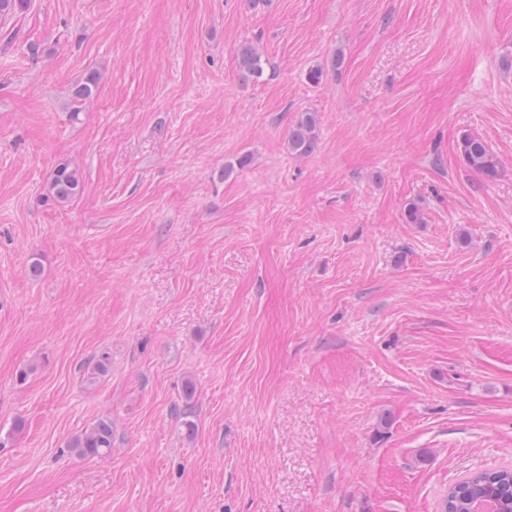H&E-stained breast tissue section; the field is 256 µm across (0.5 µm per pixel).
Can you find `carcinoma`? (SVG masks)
Returning a JSON list of instances; mask_svg holds the SVG:
<instances>
[{"label":"carcinoma","mask_w":512,"mask_h":512,"mask_svg":"<svg viewBox=\"0 0 512 512\" xmlns=\"http://www.w3.org/2000/svg\"><path fill=\"white\" fill-rule=\"evenodd\" d=\"M241 77L260 79L264 74L265 59L251 44L243 43L237 49ZM99 78L91 73L72 93L81 103L92 98L98 90ZM288 144L296 155L312 153L317 144V118L305 112L292 126ZM463 163L483 178L493 181L502 171V163L486 143L476 135L465 132L458 140ZM82 190L78 172L67 165L57 167L52 174L49 192L59 203H68ZM69 448L82 458H102L112 452V421L100 419L80 435L74 437ZM443 512H512V467H498L473 472L448 487L442 502Z\"/></svg>","instance_id":"1"}]
</instances>
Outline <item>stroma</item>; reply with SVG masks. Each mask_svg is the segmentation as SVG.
Instances as JSON below:
<instances>
[{"label":"stroma","instance_id":"obj_1","mask_svg":"<svg viewBox=\"0 0 512 512\" xmlns=\"http://www.w3.org/2000/svg\"><path fill=\"white\" fill-rule=\"evenodd\" d=\"M304 112L318 139L297 156ZM466 131L496 180L462 164ZM62 164L83 184L64 204ZM106 417L111 454L75 455ZM503 465L512 0L0 18V512H440ZM240 73L243 79H260L264 74L265 59L260 52L249 43L239 45L237 49ZM288 144L296 155L311 154L317 144V118L314 113L305 112L292 126ZM458 150L463 163L486 180L500 176L501 161L478 136L464 132L458 140ZM81 190V178L75 169L61 165L53 171L49 192L55 201L68 203L76 198Z\"/></svg>","mask_w":512,"mask_h":512}]
</instances>
